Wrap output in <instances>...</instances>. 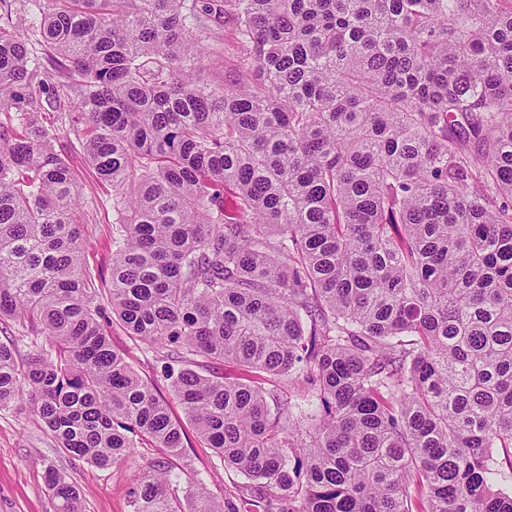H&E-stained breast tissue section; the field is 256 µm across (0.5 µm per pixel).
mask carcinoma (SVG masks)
<instances>
[{"label":"carcinoma","instance_id":"obj_1","mask_svg":"<svg viewBox=\"0 0 512 512\" xmlns=\"http://www.w3.org/2000/svg\"><path fill=\"white\" fill-rule=\"evenodd\" d=\"M67 126L112 186L109 310ZM4 318L40 345L0 342V409L73 459L180 455L116 320L246 479L160 461L132 512H512V0H0Z\"/></svg>","mask_w":512,"mask_h":512}]
</instances>
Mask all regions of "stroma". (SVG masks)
<instances>
[{"mask_svg": "<svg viewBox=\"0 0 512 512\" xmlns=\"http://www.w3.org/2000/svg\"><path fill=\"white\" fill-rule=\"evenodd\" d=\"M71 165L89 214L83 232L86 260L92 268L109 272L112 240L117 235L112 189L101 183L80 153L72 154ZM111 340L144 379L158 383L172 417L182 422L183 448L176 463L184 468V480L202 481L216 498H234L243 476L225 466L197 436L182 405L163 384L162 363L154 349L128 336L117 324L111 328ZM164 456L163 450L144 443L131 464L101 469L75 461L47 435L28 399L20 398L12 407L0 410V512H58L57 501L44 482L45 470L50 466L79 488L84 512H131L129 488L136 468Z\"/></svg>", "mask_w": 512, "mask_h": 512, "instance_id": "obj_1", "label": "stroma"}]
</instances>
